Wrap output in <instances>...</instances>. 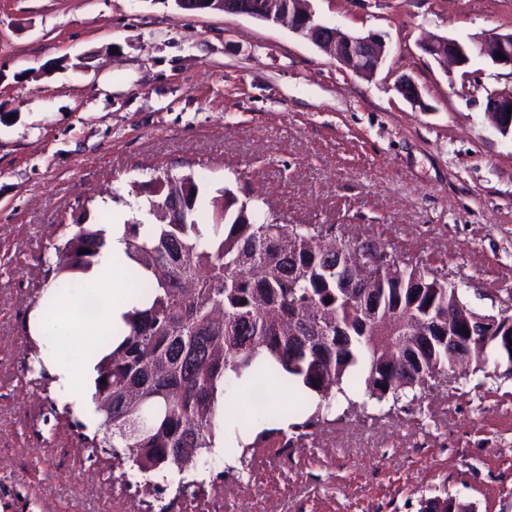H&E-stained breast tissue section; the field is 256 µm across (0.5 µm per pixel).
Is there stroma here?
<instances>
[{
	"label": "stroma",
	"instance_id": "obj_1",
	"mask_svg": "<svg viewBox=\"0 0 512 512\" xmlns=\"http://www.w3.org/2000/svg\"><path fill=\"white\" fill-rule=\"evenodd\" d=\"M313 6L387 34L375 77L285 27L174 0H0V512H418L443 493L512 512V376L443 374L396 404L350 385L305 435L284 410L229 421L187 488L88 447L94 387L65 377L88 356L37 329L62 225L136 218L113 193L167 170L375 243L479 312L512 307V139L482 107L512 71L478 59L465 78L419 48L512 30V0Z\"/></svg>",
	"mask_w": 512,
	"mask_h": 512
}]
</instances>
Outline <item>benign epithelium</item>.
I'll return each mask as SVG.
<instances>
[{
  "label": "benign epithelium",
  "mask_w": 512,
  "mask_h": 512,
  "mask_svg": "<svg viewBox=\"0 0 512 512\" xmlns=\"http://www.w3.org/2000/svg\"><path fill=\"white\" fill-rule=\"evenodd\" d=\"M310 0H193L195 11L208 13L222 11L244 15L272 24L286 25L303 39L332 53L345 68L362 75L377 73L388 53L385 35L378 32L355 33L331 24L311 9ZM421 49L441 67L457 69L469 75L474 58L487 56L493 64L512 69V31L496 33L489 38L472 37L467 42L448 36L432 35L421 43ZM504 55L500 59L496 54ZM400 94L413 104H421L418 86L410 79L398 84ZM512 89L487 96L483 109L490 114L494 127L503 136H512ZM476 331L483 336H494L498 319L474 312Z\"/></svg>",
  "instance_id": "1"
}]
</instances>
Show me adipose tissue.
<instances>
[{
  "label": "adipose tissue",
  "instance_id": "1",
  "mask_svg": "<svg viewBox=\"0 0 512 512\" xmlns=\"http://www.w3.org/2000/svg\"><path fill=\"white\" fill-rule=\"evenodd\" d=\"M124 231V223L117 222L109 225L107 243L113 259L95 267L88 274L89 279L103 289L98 314L91 319H73L75 304L72 299L64 297L58 302V316L43 321L42 326L45 330L52 335L62 337L75 333L78 334L80 343L88 344L95 336L119 321L121 314L127 309V294L123 286L122 268L116 265L115 260L124 254Z\"/></svg>",
  "mask_w": 512,
  "mask_h": 512
}]
</instances>
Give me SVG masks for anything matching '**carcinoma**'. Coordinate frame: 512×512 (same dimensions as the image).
<instances>
[{"mask_svg": "<svg viewBox=\"0 0 512 512\" xmlns=\"http://www.w3.org/2000/svg\"><path fill=\"white\" fill-rule=\"evenodd\" d=\"M134 191L145 203L142 218L125 223L132 307L91 351L99 424L90 442L117 464L193 471L216 431L251 416L235 397L242 383L249 395L282 386L322 401L351 383L396 404L456 370L448 335L469 328L467 304L426 267L390 260L370 289L357 260L367 245H315L317 225L261 219L254 200L229 187L211 194L192 174L167 172ZM104 246L99 224L64 233L56 286L98 265ZM499 314L501 336L471 339L475 374L503 365L512 374V314Z\"/></svg>", "mask_w": 512, "mask_h": 512, "instance_id": "cac0c4a2", "label": "carcinoma"}]
</instances>
